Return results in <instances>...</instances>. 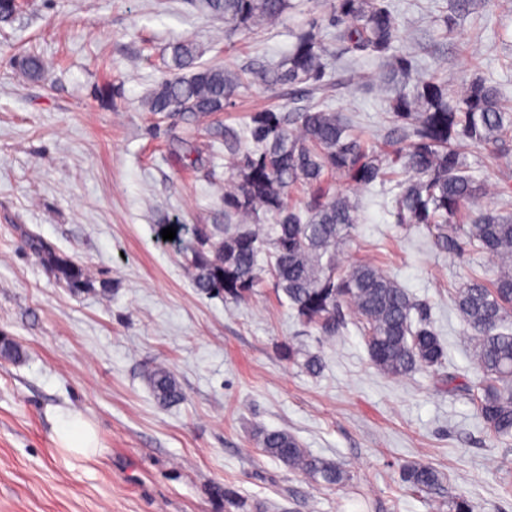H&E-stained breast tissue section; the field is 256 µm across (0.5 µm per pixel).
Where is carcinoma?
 Returning a JSON list of instances; mask_svg holds the SVG:
<instances>
[{"instance_id":"carcinoma-1","label":"carcinoma","mask_w":512,"mask_h":512,"mask_svg":"<svg viewBox=\"0 0 512 512\" xmlns=\"http://www.w3.org/2000/svg\"><path fill=\"white\" fill-rule=\"evenodd\" d=\"M235 29L253 30L293 8L292 0H206ZM336 26L335 40L348 56L336 77L327 73V44L313 29L296 40L286 59L259 73L270 85L302 87L306 104L289 113L256 108L250 123L224 135V224H196L183 247V269L200 292L244 300L271 282L297 320L334 339L343 333V309L355 316L371 363L400 378L416 369H435L445 360L444 345L429 318L408 292L369 260L344 265L340 249L355 230L359 188L389 187L395 223L423 228L439 250L456 256L466 250L487 253L496 271H475L453 294L456 311L468 325L474 363L481 376L468 386L473 410L501 444L512 443V182L501 178L492 192L473 174L468 155L487 152L496 167L512 163V101L475 78L451 93L453 79L443 68L420 73L412 54L395 46L398 16L388 0H323ZM374 56L381 66L377 88L387 93L397 135L372 146L331 107L342 89L364 87L358 61ZM45 64L26 55L24 73L39 78ZM244 85L222 66L199 65L193 46H173L170 74L144 102L147 112L178 116L195 125L222 112ZM308 191L303 205L293 203L297 187ZM488 201L467 224L461 217L479 199ZM273 223H265L266 219ZM29 248L58 280L79 293L94 287L88 266L55 251L35 234ZM283 360L316 375L323 359L288 343ZM156 399L180 402L183 393L163 365L148 374ZM259 448L288 468L324 487L349 480L340 465L316 456L284 430L261 429ZM403 480L418 492L440 481L428 464L403 468Z\"/></svg>"}]
</instances>
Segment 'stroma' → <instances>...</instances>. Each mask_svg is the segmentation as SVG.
<instances>
[{
  "label": "stroma",
  "mask_w": 512,
  "mask_h": 512,
  "mask_svg": "<svg viewBox=\"0 0 512 512\" xmlns=\"http://www.w3.org/2000/svg\"><path fill=\"white\" fill-rule=\"evenodd\" d=\"M263 31H230L200 0H27L0 23V335L21 356L0 359V512H226L225 489L248 512H439L462 495L477 512H512L502 490L512 445L476 418L464 386L476 379L469 331L448 291L491 256L451 257L416 229L395 224L381 187L363 202L345 264L370 259L427 306L446 351L442 367L394 379L371 364L355 326L329 341L303 327L271 287L243 302L210 297L183 272L171 224H220L224 131L256 106H301L288 86L254 69L280 62L296 35L332 30L319 0H294ZM400 48L422 70L448 67L512 98V0H392ZM454 21L443 31L435 16ZM189 41L205 65L242 74L247 88L211 130L191 131L142 103L167 73L174 44ZM47 63L29 79L18 60ZM365 140L388 129L368 89L341 91ZM109 283L72 293L33 254L26 232ZM293 342L320 353L312 377L281 359ZM168 365L184 394L154 397L149 370ZM457 376L448 391L443 375ZM96 429L98 451L60 449L68 414ZM285 430L350 475L324 488L253 449L256 429ZM435 467L442 483L416 493L404 465Z\"/></svg>",
  "instance_id": "obj_1"
}]
</instances>
